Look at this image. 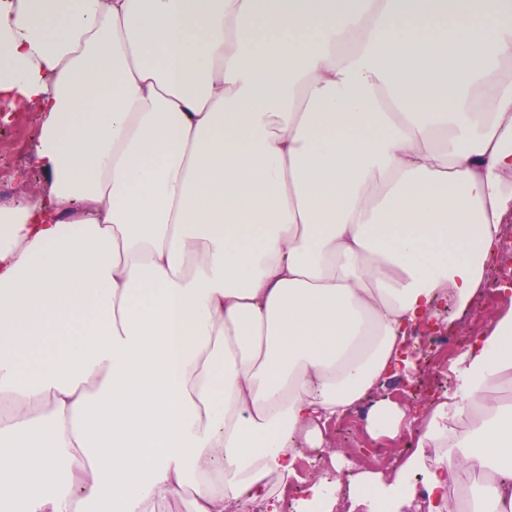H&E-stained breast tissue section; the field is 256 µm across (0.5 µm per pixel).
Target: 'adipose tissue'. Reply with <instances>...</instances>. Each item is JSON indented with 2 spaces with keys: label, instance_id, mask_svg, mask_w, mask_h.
<instances>
[{
  "label": "adipose tissue",
  "instance_id": "obj_1",
  "mask_svg": "<svg viewBox=\"0 0 512 512\" xmlns=\"http://www.w3.org/2000/svg\"><path fill=\"white\" fill-rule=\"evenodd\" d=\"M512 0H0V512H247L484 284L512 215ZM78 336V346L66 343ZM51 337L36 371L21 358ZM390 477L294 512H512V311ZM39 128V116L37 112H15L8 123L0 122V137L16 138L14 150L8 158L9 162L18 168L15 178L16 183L9 194L12 196L5 200L16 199L22 195L43 191L47 187L41 174L35 169L33 157L37 142ZM24 172V178H19V173ZM21 181L20 184L18 182ZM4 197L0 198V202Z\"/></svg>",
  "mask_w": 512,
  "mask_h": 512
}]
</instances>
